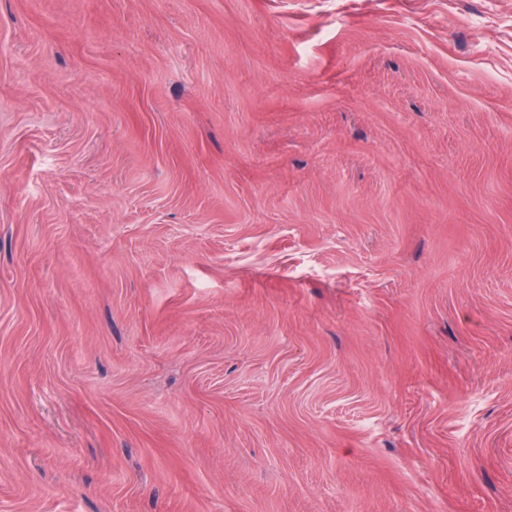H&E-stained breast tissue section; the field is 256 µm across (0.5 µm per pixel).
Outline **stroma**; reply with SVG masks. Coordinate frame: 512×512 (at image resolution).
Instances as JSON below:
<instances>
[{"instance_id": "35a3bbf8", "label": "stroma", "mask_w": 512, "mask_h": 512, "mask_svg": "<svg viewBox=\"0 0 512 512\" xmlns=\"http://www.w3.org/2000/svg\"><path fill=\"white\" fill-rule=\"evenodd\" d=\"M0 512H512V0H0Z\"/></svg>"}]
</instances>
